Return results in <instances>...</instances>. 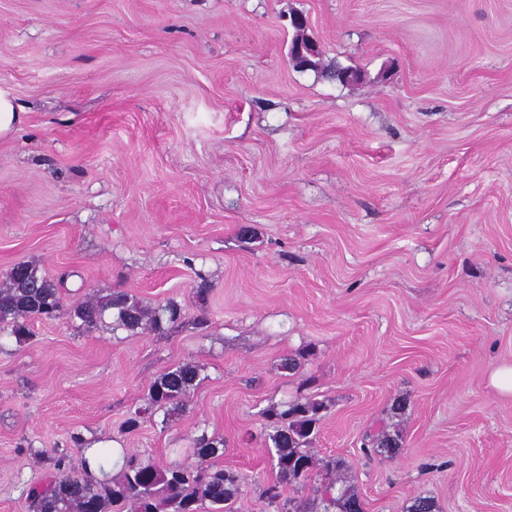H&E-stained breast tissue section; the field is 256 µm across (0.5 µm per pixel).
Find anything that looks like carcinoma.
<instances>
[{
    "label": "carcinoma",
    "mask_w": 512,
    "mask_h": 512,
    "mask_svg": "<svg viewBox=\"0 0 512 512\" xmlns=\"http://www.w3.org/2000/svg\"><path fill=\"white\" fill-rule=\"evenodd\" d=\"M26 263L12 267L8 283L0 286V333L15 337L19 343L32 338L29 322L53 319L66 312L76 328L89 335L115 318V328L129 332L162 331L184 316L181 305L171 299L157 308L143 305L122 291L92 295L65 307L61 288ZM200 375L193 363H182L163 371L149 386L144 404L125 421L132 431L157 411L184 404L188 391ZM322 404L300 398L285 410L266 411L276 425L269 436L273 444L276 481L262 489L273 512H364L360 498L340 488L338 458L318 460L310 445L316 437ZM370 443L387 458L401 450L399 436L380 431ZM193 463L171 462L159 466L136 454L124 456L119 473L103 480L88 471L86 458L81 470L72 469L65 458L54 459V473L28 487L29 512H234L233 504L243 494L241 476L217 462L224 456V440L201 439L195 448Z\"/></svg>",
    "instance_id": "1"
}]
</instances>
